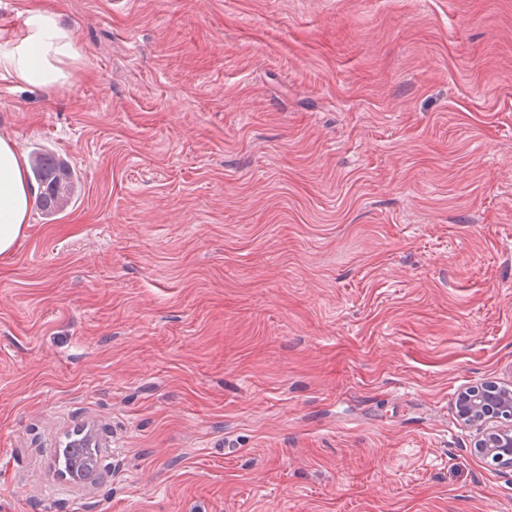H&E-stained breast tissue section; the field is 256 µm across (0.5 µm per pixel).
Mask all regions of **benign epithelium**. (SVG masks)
<instances>
[{"instance_id": "7a95c632", "label": "benign epithelium", "mask_w": 512, "mask_h": 512, "mask_svg": "<svg viewBox=\"0 0 512 512\" xmlns=\"http://www.w3.org/2000/svg\"><path fill=\"white\" fill-rule=\"evenodd\" d=\"M459 421L477 427V448L493 456L506 472L512 471V387L492 384L482 390L463 391L455 405ZM500 422L490 425L491 420Z\"/></svg>"}]
</instances>
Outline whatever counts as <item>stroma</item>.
I'll use <instances>...</instances> for the list:
<instances>
[{
	"instance_id": "obj_1",
	"label": "stroma",
	"mask_w": 512,
	"mask_h": 512,
	"mask_svg": "<svg viewBox=\"0 0 512 512\" xmlns=\"http://www.w3.org/2000/svg\"><path fill=\"white\" fill-rule=\"evenodd\" d=\"M28 7L80 61L0 138L80 192L0 258V512H512L454 409L512 381V0Z\"/></svg>"
}]
</instances>
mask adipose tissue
<instances>
[{"label":"adipose tissue","mask_w":512,"mask_h":512,"mask_svg":"<svg viewBox=\"0 0 512 512\" xmlns=\"http://www.w3.org/2000/svg\"><path fill=\"white\" fill-rule=\"evenodd\" d=\"M77 59L74 35L50 8L25 11V34L0 50V69L33 87L68 83ZM33 187L26 157L0 138V256L8 255L28 220Z\"/></svg>","instance_id":"adipose-tissue-1"}]
</instances>
